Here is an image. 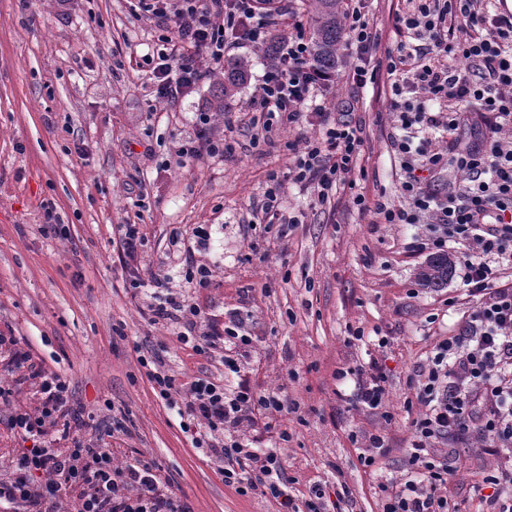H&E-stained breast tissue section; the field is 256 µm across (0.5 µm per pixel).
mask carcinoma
<instances>
[{"label": "carcinoma", "instance_id": "cac0c4a2", "mask_svg": "<svg viewBox=\"0 0 512 512\" xmlns=\"http://www.w3.org/2000/svg\"><path fill=\"white\" fill-rule=\"evenodd\" d=\"M310 38L313 63L326 71L334 72L343 63L338 53L344 38L340 0H309ZM243 60H230L224 64V96L228 97L245 76ZM450 265L448 256L437 255L429 259L420 273L422 284L428 288H441L448 284Z\"/></svg>", "mask_w": 512, "mask_h": 512}]
</instances>
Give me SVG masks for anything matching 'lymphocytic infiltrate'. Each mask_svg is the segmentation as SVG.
<instances>
[{
	"mask_svg": "<svg viewBox=\"0 0 512 512\" xmlns=\"http://www.w3.org/2000/svg\"><path fill=\"white\" fill-rule=\"evenodd\" d=\"M161 20H173L168 51L159 53L152 74L159 98L190 94L224 64L233 48L265 45L277 18L292 14L288 0H135ZM369 0H342V18L354 58L348 78L354 88L380 87L400 133L392 145L407 177L395 197L353 203L374 224H420L419 250L453 252L469 306L456 334L437 342L424 369L407 380L425 410L412 422L407 478L382 489V512H450L448 481L453 467L436 446L444 440H489L496 452L512 454V13L488 11L482 0H402L393 32L384 44L371 23ZM336 75L311 61L310 39L293 21L277 65L267 71L246 110L265 115L252 144L273 125L321 129L304 137L288 171L293 183L312 188L327 204L339 186L354 189L352 174L364 143L365 123L353 106L330 109L315 103L318 90ZM449 134L447 149L432 146L435 132ZM461 179L444 191L434 179L447 163ZM143 227H119L124 267L134 292L149 291L144 308L150 321L175 323L183 345L225 369L239 373L227 345H249L236 327L219 326L198 306L175 296L165 277L143 278L138 266ZM193 245L180 256L185 279L197 288L211 284L212 272L197 263L195 250L211 245L206 225L192 230ZM0 372L13 375L0 385L6 426L32 447L23 449L14 470L0 476V507L9 512H192L154 463L141 459L116 465L109 449L83 434L95 416L74 403L58 372L33 363L16 336L0 331ZM157 396L176 408L194 447L220 461L225 484L244 495L272 502L277 512H329L321 485L305 498L290 489L285 462L264 447L262 415L288 408L285 396L261 392L247 381L225 392L223 383L198 377L176 384L158 353L140 356ZM30 383L35 409L18 404L20 386ZM240 431L228 441L227 430Z\"/></svg>",
	"mask_w": 512,
	"mask_h": 512,
	"instance_id": "1",
	"label": "lymphocytic infiltrate"
}]
</instances>
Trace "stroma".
I'll use <instances>...</instances> for the list:
<instances>
[{"instance_id":"35a3bbf8","label":"stroma","mask_w":512,"mask_h":512,"mask_svg":"<svg viewBox=\"0 0 512 512\" xmlns=\"http://www.w3.org/2000/svg\"><path fill=\"white\" fill-rule=\"evenodd\" d=\"M168 26L136 15L127 0H0V330H12L44 368L63 374L74 401L122 430L99 437L116 460L138 457L160 467L192 512H275L272 503L225 485L219 461L194 448L175 411L157 397L141 355L162 352L177 382L199 376L226 390L246 376L258 390L281 389L296 407L270 415L271 436L287 432L279 452L295 494L322 485L347 487L353 512H379L380 484L399 482L408 464L410 424L422 412L408 403L406 382L440 340L456 333L461 311L447 298L461 285L425 288L427 257L409 246L418 224H367L354 193L393 195L404 177L391 146L393 118L384 94L353 90L338 77L319 101L358 95L366 122L354 189L318 204L311 189L289 183L294 132L276 131L252 146L246 126H227L268 70L246 46L232 58L248 76L226 107L215 72L175 103L157 98L151 57L164 50ZM211 116L217 156H178L198 113ZM285 181L283 207L297 216L287 236L251 223L269 176ZM53 202L66 236L48 229L42 206ZM143 227V277H169L177 295L227 321L239 313L251 343L240 374L180 344L173 328L141 312L123 270L118 227ZM211 227L210 287L187 283L174 238ZM388 382L382 408L355 399L357 370L372 361ZM388 450L364 466V435ZM454 458L448 486L453 512H487L474 488L506 461L473 438L439 445Z\"/></svg>"}]
</instances>
